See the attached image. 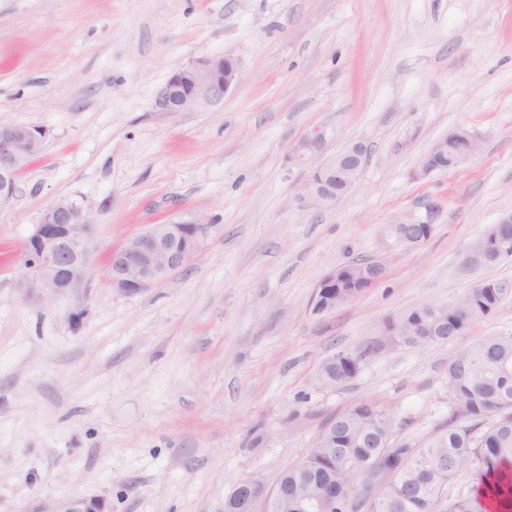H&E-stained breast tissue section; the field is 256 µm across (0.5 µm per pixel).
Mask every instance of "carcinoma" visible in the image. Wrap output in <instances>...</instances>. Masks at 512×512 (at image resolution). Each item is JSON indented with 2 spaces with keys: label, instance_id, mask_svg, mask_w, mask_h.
Here are the masks:
<instances>
[{
  "label": "carcinoma",
  "instance_id": "cac0c4a2",
  "mask_svg": "<svg viewBox=\"0 0 512 512\" xmlns=\"http://www.w3.org/2000/svg\"><path fill=\"white\" fill-rule=\"evenodd\" d=\"M473 245L475 267L501 263L487 249L486 236ZM508 283L512 279L484 280L457 301L411 309L399 318L405 332L400 341L429 346L457 340L512 297ZM361 364L362 356L340 350L322 372L338 386ZM448 400L453 426L422 447L394 444L390 418L370 403L332 418L325 438L277 480L288 488V512H304L303 498L330 485L336 497L324 505L328 512H487L478 487L489 480L495 496L512 500V333L481 336L457 349L448 361ZM466 467L476 468L475 484L448 499V486ZM366 482L375 485V499L349 500Z\"/></svg>",
  "mask_w": 512,
  "mask_h": 512
}]
</instances>
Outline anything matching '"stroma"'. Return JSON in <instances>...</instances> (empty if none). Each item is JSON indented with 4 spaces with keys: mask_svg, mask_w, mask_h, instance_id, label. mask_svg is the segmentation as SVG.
Returning a JSON list of instances; mask_svg holds the SVG:
<instances>
[{
    "mask_svg": "<svg viewBox=\"0 0 512 512\" xmlns=\"http://www.w3.org/2000/svg\"><path fill=\"white\" fill-rule=\"evenodd\" d=\"M225 55L241 71L203 110L160 113L171 71ZM0 118L47 131L0 204V512H223L247 478L274 485L329 419L363 403L395 441L450 421L455 344L393 342L389 322L445 304L512 259L466 271V249L512 213V0H0ZM315 127L326 153L363 140L346 196L300 201L288 157ZM464 127L480 150L422 177ZM96 219L88 313L23 297L20 248L44 208ZM438 206L428 240L386 249V225ZM192 216L212 229L165 281L107 284L113 249ZM379 258L384 278L336 309L309 301L330 270ZM362 355L323 385L324 359ZM455 148H448V153L438 151L431 146L429 150L421 157L419 162V171L421 175L427 176L433 172L450 169L453 152ZM361 364L362 356L340 350L324 363L322 372L332 386H338L353 379L360 371Z\"/></svg>",
    "mask_w": 512,
    "mask_h": 512,
    "instance_id": "stroma-1",
    "label": "stroma"
}]
</instances>
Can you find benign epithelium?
<instances>
[{"label": "benign epithelium", "instance_id": "obj_1", "mask_svg": "<svg viewBox=\"0 0 512 512\" xmlns=\"http://www.w3.org/2000/svg\"><path fill=\"white\" fill-rule=\"evenodd\" d=\"M240 79L237 62L225 56L198 60L173 70L154 100L156 112H190L211 106ZM47 130L0 120V201L13 198L17 191V174L26 168L28 157L42 151ZM326 132L314 128L304 134L292 149L291 160L306 165L315 158V165L304 184L301 199L326 207L331 204L334 182L357 180L367 146L362 141L351 143L344 150L323 156ZM448 168V154L430 147L421 157L419 171L427 176ZM438 209H428L425 217H411L408 234H399L393 247H414L431 234ZM88 211L72 202L58 201L45 207L40 224L25 240L20 259L24 272L17 288L25 296L36 295L45 300L70 298L73 306L68 316L74 323L87 313L89 299L88 271L94 247ZM211 225L198 218L171 224H155L130 238L119 250L112 252L108 284L117 293L136 294L169 277L185 265L194 250L182 239L194 237L201 241ZM272 499L277 509L288 502V491L269 489L259 479L241 481L225 502L224 512H257L258 502ZM105 503L96 498L76 497L69 500L63 512H104Z\"/></svg>", "mask_w": 512, "mask_h": 512}]
</instances>
